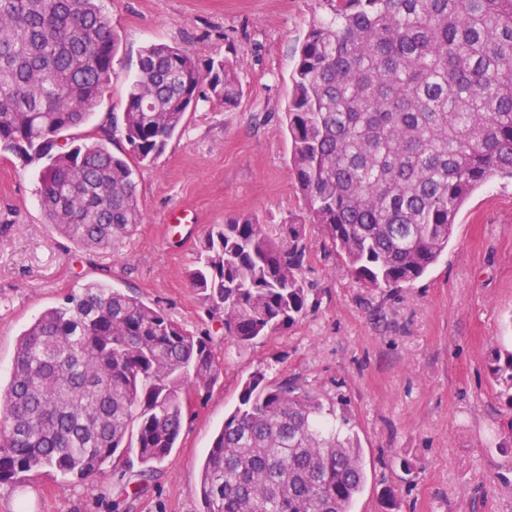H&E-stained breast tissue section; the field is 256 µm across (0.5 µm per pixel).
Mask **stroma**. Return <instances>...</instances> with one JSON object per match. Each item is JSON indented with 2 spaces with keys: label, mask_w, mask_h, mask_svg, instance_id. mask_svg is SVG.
Here are the masks:
<instances>
[{
  "label": "stroma",
  "mask_w": 512,
  "mask_h": 512,
  "mask_svg": "<svg viewBox=\"0 0 512 512\" xmlns=\"http://www.w3.org/2000/svg\"><path fill=\"white\" fill-rule=\"evenodd\" d=\"M120 49L112 82L78 138L100 137L122 114L142 49L193 50L199 64L236 61L243 93L233 104L201 99L182 132L136 175L145 221L112 247L87 250L48 224L36 194L39 165L0 158V374L17 338L46 308L90 282L159 307L212 338L217 383L195 398L177 448L154 472L137 460L83 480L38 476L0 484V512H200V464L242 382L256 369L293 378L324 404L343 403L362 447L367 479L352 512H512V433L486 367L512 342V182L495 179L459 211L447 250L403 288H364L341 272L319 226L306 225L307 314L277 334L225 339L211 304L190 284L200 240L225 217L254 214L277 230L304 215L289 166L284 112L298 48L317 0H104ZM188 211L191 222L167 218ZM403 457L409 479L392 467Z\"/></svg>",
  "instance_id": "35a3bbf8"
}]
</instances>
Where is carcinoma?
<instances>
[{
	"label": "carcinoma",
	"instance_id": "carcinoma-1",
	"mask_svg": "<svg viewBox=\"0 0 512 512\" xmlns=\"http://www.w3.org/2000/svg\"><path fill=\"white\" fill-rule=\"evenodd\" d=\"M285 112L290 166L308 218L273 238L253 214L213 224L193 287L222 311L239 345L306 315L305 224L321 227L342 273L364 288L422 277L447 249L480 186L512 179V0H321ZM119 38L101 0H0V152L43 159L38 194L49 223L107 248L143 223L135 175L178 133L200 89L242 93L229 60L207 70L186 48L149 44L112 132L72 145L109 88ZM487 369L512 410V348ZM211 337L102 283L42 311L19 335L0 386V483L43 470L89 478L116 457L164 462L216 383ZM362 450L347 417L291 378L262 368L242 384L200 469L202 512H351Z\"/></svg>",
	"mask_w": 512,
	"mask_h": 512
}]
</instances>
